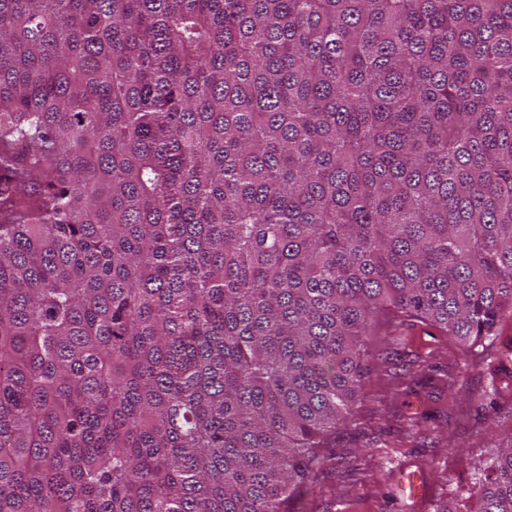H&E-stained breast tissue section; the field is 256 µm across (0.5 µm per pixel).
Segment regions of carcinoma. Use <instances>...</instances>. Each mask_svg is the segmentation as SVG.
Returning a JSON list of instances; mask_svg holds the SVG:
<instances>
[{"label": "carcinoma", "instance_id": "1", "mask_svg": "<svg viewBox=\"0 0 512 512\" xmlns=\"http://www.w3.org/2000/svg\"><path fill=\"white\" fill-rule=\"evenodd\" d=\"M507 305L512 0H0V512H288L379 312Z\"/></svg>", "mask_w": 512, "mask_h": 512}]
</instances>
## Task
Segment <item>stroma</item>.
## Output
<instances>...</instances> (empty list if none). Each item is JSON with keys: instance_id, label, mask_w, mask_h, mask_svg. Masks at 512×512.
Instances as JSON below:
<instances>
[{"instance_id": "35a3bbf8", "label": "stroma", "mask_w": 512, "mask_h": 512, "mask_svg": "<svg viewBox=\"0 0 512 512\" xmlns=\"http://www.w3.org/2000/svg\"><path fill=\"white\" fill-rule=\"evenodd\" d=\"M364 346L365 382L292 512L456 507L498 447L512 443V387L496 347L469 351L431 324L393 315L379 316ZM404 471L422 475V499L401 491Z\"/></svg>"}]
</instances>
